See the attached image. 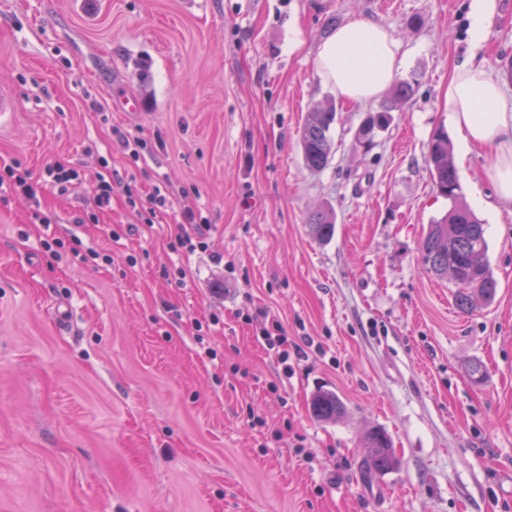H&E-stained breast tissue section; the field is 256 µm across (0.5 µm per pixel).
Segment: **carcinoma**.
<instances>
[{
    "label": "carcinoma",
    "mask_w": 512,
    "mask_h": 512,
    "mask_svg": "<svg viewBox=\"0 0 512 512\" xmlns=\"http://www.w3.org/2000/svg\"><path fill=\"white\" fill-rule=\"evenodd\" d=\"M416 80L403 79L392 87V104L382 108L369 117L357 134V141L364 149L374 142L375 131L385 128L388 113L395 104L411 98ZM336 109L331 105L316 106L307 112L300 135L302 156L306 167L322 171L332 160L333 142L330 130L336 122ZM426 162L428 164L437 193L450 201L448 212L430 225L419 252L427 270L436 276L448 275V270L459 272L453 277L456 287L454 298L456 305L467 310L475 299L486 303L494 300L497 281L487 261L488 244L485 238L484 224L463 203L462 185L450 156L448 133L436 130L428 143ZM310 234L318 240L328 241L336 231V213L330 207H323L308 219ZM312 415L326 423L340 420L346 413V407L333 392L318 391L310 400ZM372 448L366 460L367 474H380L395 466L394 455L387 452L391 443L381 429L372 430L367 438Z\"/></svg>",
    "instance_id": "1"
}]
</instances>
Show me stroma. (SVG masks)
I'll return each mask as SVG.
<instances>
[{"label": "stroma", "instance_id": "obj_1", "mask_svg": "<svg viewBox=\"0 0 512 512\" xmlns=\"http://www.w3.org/2000/svg\"><path fill=\"white\" fill-rule=\"evenodd\" d=\"M376 2L0 0L17 100L0 164L81 173L45 193L50 225L0 202V512H512V214L447 105L473 55L512 96V0L477 47L470 0ZM353 18L389 27L417 80L368 151L356 134L387 94L345 100L315 65ZM122 97L137 109L113 111ZM329 100L334 157L313 172L300 130ZM440 127L498 283L468 312L418 251L448 210L426 164ZM157 186L173 208L149 223L126 194ZM326 204L323 243L307 222ZM185 207L208 221L191 254L175 248ZM274 321L303 348L284 365L259 336ZM320 389L345 418L312 416ZM374 427L397 464L368 479ZM310 234L318 240L329 241L336 231V213L331 207H323L308 219Z\"/></svg>", "mask_w": 512, "mask_h": 512}]
</instances>
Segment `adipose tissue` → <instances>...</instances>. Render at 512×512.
<instances>
[{"mask_svg": "<svg viewBox=\"0 0 512 512\" xmlns=\"http://www.w3.org/2000/svg\"><path fill=\"white\" fill-rule=\"evenodd\" d=\"M316 63L340 96L368 102L397 74L402 45L384 25L355 18L322 43ZM447 104L467 149L487 153V174L499 208L512 212V97L503 93L482 62L471 58L455 66Z\"/></svg>", "mask_w": 512, "mask_h": 512, "instance_id": "obj_1", "label": "adipose tissue"}]
</instances>
